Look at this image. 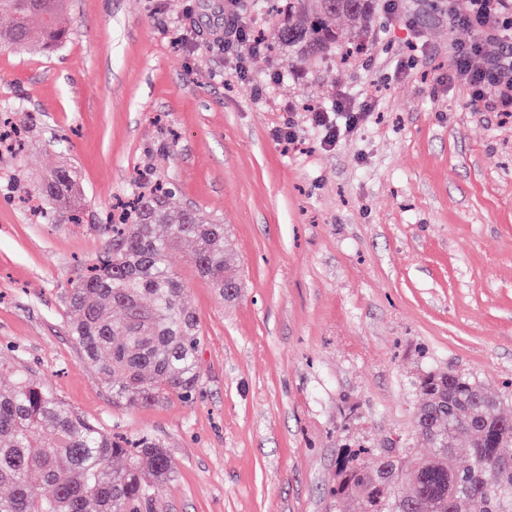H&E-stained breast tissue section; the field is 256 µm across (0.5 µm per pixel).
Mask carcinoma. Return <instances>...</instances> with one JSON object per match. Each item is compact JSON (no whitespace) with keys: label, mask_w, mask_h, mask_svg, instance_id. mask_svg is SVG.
I'll list each match as a JSON object with an SVG mask.
<instances>
[{"label":"carcinoma","mask_w":512,"mask_h":512,"mask_svg":"<svg viewBox=\"0 0 512 512\" xmlns=\"http://www.w3.org/2000/svg\"><path fill=\"white\" fill-rule=\"evenodd\" d=\"M11 16L0 46L16 50L66 37L64 0H0ZM375 0H288L274 38L288 57L323 59L337 46L362 44ZM46 224L81 221L83 198L73 171L61 167L39 183ZM157 184L138 193L118 224H102L105 250L66 289L72 338L112 393V404L137 407L170 396L189 401L200 383L203 342L196 313L171 256L192 245L197 274L231 300L242 284L226 251L224 225L194 208L174 209ZM414 432L428 449L366 467L342 456L333 494L351 512H512V417L508 399L454 373L420 382ZM469 460L457 463L456 442ZM49 488L43 492L32 475ZM171 474L166 449L142 437L120 441L69 410L25 375L0 390V512H143L152 483Z\"/></svg>","instance_id":"cac0c4a2"}]
</instances>
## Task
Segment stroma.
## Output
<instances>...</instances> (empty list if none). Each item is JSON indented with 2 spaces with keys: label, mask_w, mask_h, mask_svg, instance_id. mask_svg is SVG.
<instances>
[{
  "label": "stroma",
  "mask_w": 512,
  "mask_h": 512,
  "mask_svg": "<svg viewBox=\"0 0 512 512\" xmlns=\"http://www.w3.org/2000/svg\"><path fill=\"white\" fill-rule=\"evenodd\" d=\"M69 35L0 48V386L17 373L111 434L153 435L172 474L151 512H345L346 449L413 448L419 378L512 382V116L450 84L454 0H378L364 53L288 59L285 0H238L247 36L219 50L229 0H67ZM371 99L335 147L311 110ZM292 128L294 142L276 130ZM71 168L78 224H44L33 187ZM224 226L243 281L227 301L182 244L203 344L192 400L134 408L71 337L65 291L106 246L98 226L144 180Z\"/></svg>",
  "instance_id": "obj_1"
}]
</instances>
